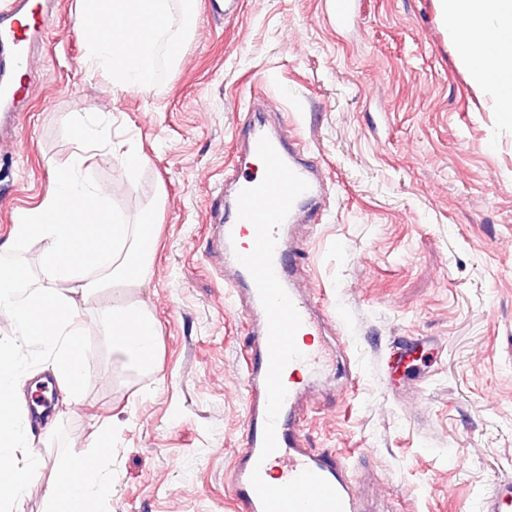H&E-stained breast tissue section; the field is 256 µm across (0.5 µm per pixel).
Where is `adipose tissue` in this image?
<instances>
[{"label": "adipose tissue", "instance_id": "obj_1", "mask_svg": "<svg viewBox=\"0 0 512 512\" xmlns=\"http://www.w3.org/2000/svg\"><path fill=\"white\" fill-rule=\"evenodd\" d=\"M441 2L459 57L474 82L496 90L500 111L512 112V0ZM172 5L173 0H78V20L103 28L86 42L85 65L107 73L120 89L149 88L160 37L178 50L192 25L187 17L181 28L170 29ZM144 17L155 21L154 29L140 26ZM111 124L108 112L99 113L96 121L76 124L78 152L59 164L53 185L39 203L14 216L9 247L33 237L43 247L35 277L0 268V315L14 329L12 340L0 341V512H22L25 490L45 466L43 456L32 449L31 422L22 409L29 365L19 355L21 348L37 349L47 360L44 371L55 381L62 402L78 405L86 377L82 347L88 331L81 306L97 292L110 290L116 298L97 320L108 345L138 370L156 365L157 319L144 304L124 297L150 276L157 246L154 222H126L91 177L93 150L123 166L145 163L133 150L113 152L104 136ZM111 455L105 447L90 452L73 445L47 487L44 512H93L112 486L107 466Z\"/></svg>", "mask_w": 512, "mask_h": 512}]
</instances>
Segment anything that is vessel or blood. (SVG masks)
Masks as SVG:
<instances>
[{"mask_svg": "<svg viewBox=\"0 0 512 512\" xmlns=\"http://www.w3.org/2000/svg\"><path fill=\"white\" fill-rule=\"evenodd\" d=\"M28 2L29 0H9L8 7L0 10V64L17 73L28 69L29 30H45L52 24L49 15L31 13ZM329 11L337 27H350L356 20L353 0H329ZM264 135L269 137L287 165L309 184L308 191L295 201L287 218L288 224L311 223L313 211L322 196V183L317 176L316 165L302 158L296 151L297 134L285 123L270 134L262 127H249L240 141L247 156L256 157L258 140ZM254 232L255 228L250 222L239 219L237 207H230L224 224V238L232 243L235 252H250V245L241 244L240 239L243 235ZM302 249L303 244L300 241L278 239L273 266L301 316V333L313 336L321 328L320 319L310 298L295 283L297 257ZM236 271L237 279L225 283L229 293H236L238 286H245L253 309H260L258 290L250 273L241 265L237 266ZM298 349L301 357L288 364L289 375L283 380L288 394L276 422L278 447L264 459L260 452L267 409L265 379L269 364L268 333L267 325L263 322L253 329L244 355L248 403L244 436L235 462L226 476L227 488L244 512H263L261 502L250 482L252 471H260L262 478L273 477L278 484L284 485L308 469L324 477L336 489L342 499L343 512H370L364 498L356 489L355 480L345 459L332 453L314 452L307 446L304 437L305 422L297 415L298 401L305 390L301 377L319 371L326 357L323 348L318 345L302 343ZM479 512H512L511 478L497 481L482 496Z\"/></svg>", "mask_w": 512, "mask_h": 512, "instance_id": "1", "label": "vessel or blood"}]
</instances>
